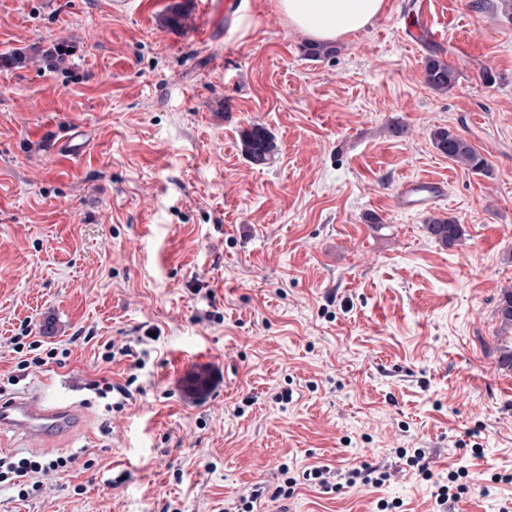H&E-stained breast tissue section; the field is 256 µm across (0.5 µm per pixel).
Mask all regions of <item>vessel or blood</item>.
<instances>
[{
  "mask_svg": "<svg viewBox=\"0 0 512 512\" xmlns=\"http://www.w3.org/2000/svg\"><path fill=\"white\" fill-rule=\"evenodd\" d=\"M434 0H421L419 11L423 17L420 27L410 30L408 40L440 42L434 16ZM446 182L432 179H409L400 185L394 203L397 208L422 212L432 209L446 198ZM12 430L33 441L55 442L64 437L77 438L84 433V421L73 406H62L38 390L27 391L9 398H0V431Z\"/></svg>",
  "mask_w": 512,
  "mask_h": 512,
  "instance_id": "1",
  "label": "vessel or blood"
}]
</instances>
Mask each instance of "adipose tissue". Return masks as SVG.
<instances>
[{
	"instance_id": "obj_1",
	"label": "adipose tissue",
	"mask_w": 512,
	"mask_h": 512,
	"mask_svg": "<svg viewBox=\"0 0 512 512\" xmlns=\"http://www.w3.org/2000/svg\"><path fill=\"white\" fill-rule=\"evenodd\" d=\"M383 6L384 0H277L288 24L318 42H333L365 29Z\"/></svg>"
}]
</instances>
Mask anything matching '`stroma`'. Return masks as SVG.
<instances>
[{
  "instance_id": "stroma-1",
  "label": "stroma",
  "mask_w": 512,
  "mask_h": 512,
  "mask_svg": "<svg viewBox=\"0 0 512 512\" xmlns=\"http://www.w3.org/2000/svg\"><path fill=\"white\" fill-rule=\"evenodd\" d=\"M182 2L187 27H164ZM0 0V56L68 45L69 67L0 66V396L43 390L86 436L0 433V454L66 457L41 495L0 484V512H224L314 465L385 463L380 488L301 484L255 512H433L449 468L463 512L512 502V371L497 307L512 288V13L443 0L445 47L403 39L415 0H385L329 57L275 0ZM457 73L424 82L428 57ZM265 127L262 165L242 133ZM403 127L395 135L393 127ZM79 128L81 155L50 154ZM449 127L490 165L441 154ZM445 180L442 247L399 210L408 178ZM71 349L16 378L8 340ZM131 355L104 362L106 342ZM143 368H136V361ZM138 389L123 409L91 390ZM483 453L472 457L471 446ZM424 449L431 478L396 451ZM426 232L435 241L444 247H452L462 242L465 237V229L459 219L448 217L430 216L425 224ZM137 381V376L130 375L125 385L121 384H113L108 381L106 378H102L100 381H94L92 386L95 390H97V394L101 397H107L109 394L116 393L121 399L115 402V407L121 409L125 405V401L130 399L131 391L129 387H131ZM266 488L261 484H256L247 496H240L238 500H233L224 507L225 512H253L254 505L265 498Z\"/></svg>"
}]
</instances>
